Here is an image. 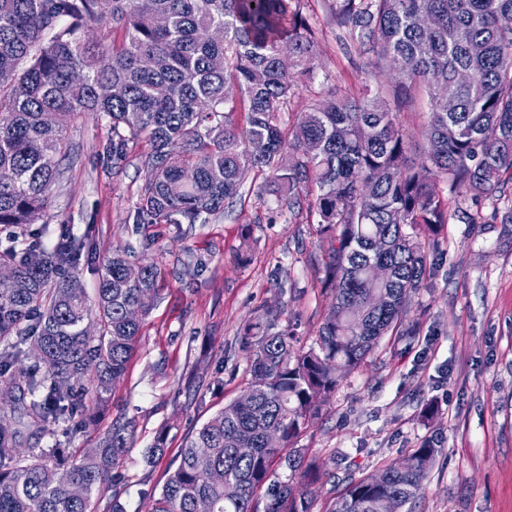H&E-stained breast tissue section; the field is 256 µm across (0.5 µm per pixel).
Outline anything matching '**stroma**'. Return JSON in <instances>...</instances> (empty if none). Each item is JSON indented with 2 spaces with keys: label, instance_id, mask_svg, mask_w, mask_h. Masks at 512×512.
I'll list each match as a JSON object with an SVG mask.
<instances>
[{
  "label": "stroma",
  "instance_id": "35a3bbf8",
  "mask_svg": "<svg viewBox=\"0 0 512 512\" xmlns=\"http://www.w3.org/2000/svg\"><path fill=\"white\" fill-rule=\"evenodd\" d=\"M334 5L300 4L320 67L314 81L299 85L289 115L378 86L369 55L337 25ZM66 137L62 176L36 224L44 242L64 228L89 246L80 279L90 292L116 247L132 265L155 263L162 281L107 413L81 433L65 422L26 445L57 444L74 454L123 416L134 425L135 443L118 468L117 492L102 499L147 512L188 431L246 387V324L268 312L294 329L299 346L314 343L332 302L325 285L330 243L317 232L311 197L287 207L263 191L265 177L254 171L208 223H134L144 183L138 152L113 165L112 129L94 113L70 122ZM435 191L448 201V222L425 286L411 300L406 322L414 335L384 337L363 367L341 379L299 445L341 482L373 474L430 440L439 453L413 512H512V186L478 201L445 179ZM428 402L436 409L431 418L423 414ZM160 434L166 454L147 462L145 451ZM334 482L317 488L312 512H323Z\"/></svg>",
  "mask_w": 512,
  "mask_h": 512
}]
</instances>
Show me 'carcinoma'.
Returning <instances> with one entry per match:
<instances>
[{"instance_id":"1","label":"carcinoma","mask_w":512,"mask_h":512,"mask_svg":"<svg viewBox=\"0 0 512 512\" xmlns=\"http://www.w3.org/2000/svg\"><path fill=\"white\" fill-rule=\"evenodd\" d=\"M424 13L435 28L420 25ZM336 21L375 54L377 75L388 48L404 73L370 97L323 99L290 121L295 83L281 72L282 49L300 77L319 68L299 0H0V267L13 270L0 283V402L9 405L0 408V512H99V493L118 484L134 444L119 416L77 458L40 448L29 462L21 452L24 438L61 421L96 418L159 295L161 270L144 264L130 281L115 249L91 300L79 281L86 244L63 234L45 247L29 230L60 179L67 124L85 112L108 120L112 163L148 145L135 224H205L249 170L288 203L317 189L333 303L314 344L294 347L291 330L262 317L245 327L246 389L191 431L149 510L311 512L322 470L298 439L424 287L448 223L433 181L476 200L512 182V0H336ZM215 27L224 41L206 36ZM91 29L99 38L87 39ZM458 69L473 73L470 85L454 82ZM159 86L168 94L157 96ZM418 95L429 117L414 163L392 104ZM489 125L494 141L482 137ZM20 236L30 238L22 248ZM373 264L389 277L370 279ZM437 453L426 442L408 468L390 461L374 481L347 482L325 512H377L384 497L412 512Z\"/></svg>"}]
</instances>
